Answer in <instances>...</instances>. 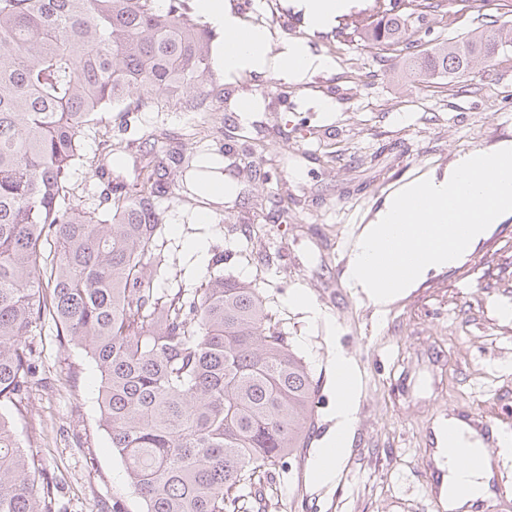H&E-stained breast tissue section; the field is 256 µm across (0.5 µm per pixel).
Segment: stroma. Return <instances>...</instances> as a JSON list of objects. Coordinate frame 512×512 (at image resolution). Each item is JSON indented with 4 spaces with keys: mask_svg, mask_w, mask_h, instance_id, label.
<instances>
[{
    "mask_svg": "<svg viewBox=\"0 0 512 512\" xmlns=\"http://www.w3.org/2000/svg\"><path fill=\"white\" fill-rule=\"evenodd\" d=\"M244 18L277 41L308 38L335 70L304 84L224 79L235 105H214L203 125L174 102L136 120L164 128L172 147L223 148L235 172V193L212 205L209 223H195L189 198L163 200L170 287L199 283L192 241L222 244L225 276L262 288L318 382L310 443L287 459L253 512H445L432 485L435 418L484 413L512 425V319L500 314L512 306V217L381 317L344 270L358 230L401 184L512 141V53L487 75L427 80L403 52L353 49L332 31L309 35L289 0H262ZM320 98L332 102L331 114L316 110ZM243 103L252 112H238ZM297 293L321 320L290 305ZM32 346L38 368L13 424L50 481L51 512H112L116 503L140 512L99 425L95 363L47 327ZM337 350L358 371V421L337 479L320 485L312 464L334 427L329 357Z\"/></svg>",
    "mask_w": 512,
    "mask_h": 512,
    "instance_id": "obj_1",
    "label": "stroma"
}]
</instances>
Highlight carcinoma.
I'll return each mask as SVG.
<instances>
[{
	"label": "carcinoma",
	"instance_id": "carcinoma-1",
	"mask_svg": "<svg viewBox=\"0 0 512 512\" xmlns=\"http://www.w3.org/2000/svg\"><path fill=\"white\" fill-rule=\"evenodd\" d=\"M451 12L478 27L412 58L419 73L488 72L512 51L498 0L385 8L359 38L409 48L416 23ZM211 38L187 0H0V407L21 403L36 370L28 337L53 324L100 372L99 424L141 512H247L305 446L316 404L261 290L224 277L221 246L199 287H158V202L174 172L204 167L185 148L143 150L162 137L131 130L130 113L224 102ZM112 122L122 137L87 157L86 131ZM127 156L139 160L133 183L115 173ZM79 166L105 186L102 207L76 202ZM49 490L0 415V512H46Z\"/></svg>",
	"mask_w": 512,
	"mask_h": 512
}]
</instances>
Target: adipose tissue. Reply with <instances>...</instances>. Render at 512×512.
<instances>
[{
    "label": "adipose tissue",
    "instance_id": "obj_1",
    "mask_svg": "<svg viewBox=\"0 0 512 512\" xmlns=\"http://www.w3.org/2000/svg\"><path fill=\"white\" fill-rule=\"evenodd\" d=\"M196 11L208 20L221 35L222 45L216 52V64L225 76L241 74H275L288 82H302L311 76L333 71L335 61L313 50L302 39H286L273 44L272 34L265 26L250 24L235 13L226 0H194ZM303 22L314 31L331 29L338 18L348 12L353 0H291ZM337 378L347 381L344 391L336 396L334 432L331 443L348 448L357 413L354 368L344 353H337L334 362ZM436 439H444L452 431L458 437L457 450L436 446L434 458L443 469L441 503L446 512H471L477 503L492 494L496 469L512 461V438L500 433L496 441L501 450L496 456L483 455L484 442L469 425L454 416L439 417L434 424ZM482 455L481 464L472 466L466 454Z\"/></svg>",
    "mask_w": 512,
    "mask_h": 512
}]
</instances>
